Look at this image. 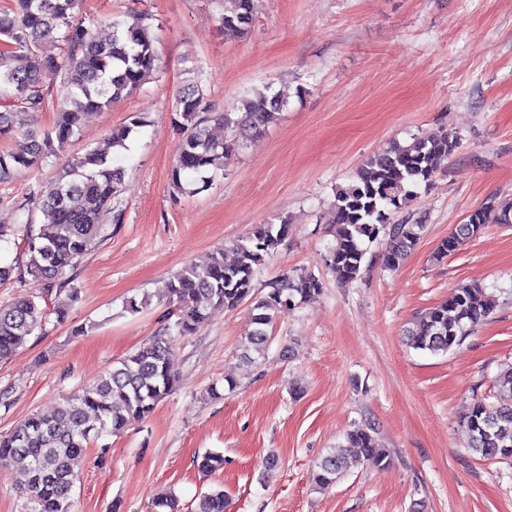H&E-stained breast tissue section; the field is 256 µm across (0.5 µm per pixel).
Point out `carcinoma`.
Wrapping results in <instances>:
<instances>
[{
	"label": "carcinoma",
	"instance_id": "carcinoma-1",
	"mask_svg": "<svg viewBox=\"0 0 512 512\" xmlns=\"http://www.w3.org/2000/svg\"><path fill=\"white\" fill-rule=\"evenodd\" d=\"M230 2L232 6L218 18L220 26L244 35L253 25L256 0ZM80 4L81 0H11L0 9V86L13 88L19 102L13 109L0 111V136L20 134L27 140L23 152L0 151V182L32 167L53 143L62 146L70 141L85 115L132 95L158 70L157 38L148 16L115 20L110 23V37L97 39L77 18ZM49 39L64 46L61 57L43 54L42 43ZM56 80L67 93L53 126L41 131L31 122L45 107L44 83ZM285 106L286 100L268 86L223 112H213L200 85L181 87L172 105L174 128L181 138L170 172L171 198L204 190L209 171L224 169V162L263 134ZM213 122L230 129L232 138H214ZM147 125L142 114H134L112 130L103 147L71 159L36 202L43 215L41 223H35L29 212L20 224H0V239L23 234L28 256L23 268L0 264V282L27 274L47 291L69 286L72 297H77L72 272L103 240L104 216L112 213L113 201L124 190L125 170L113 163L110 151L126 148L130 135ZM457 148V139L446 132L404 146L396 144L368 157L346 184L336 187L333 223L337 229L329 267L338 280L352 282L359 277L366 254L364 240L374 241L381 235L388 239L383 265L395 269L402 263L426 225L420 221L394 224L391 216L406 206L414 188L428 183L433 171ZM488 224H512V202L502 204L491 198L474 209L465 223L456 225L439 243L436 255H448L461 239L480 234ZM291 233L292 225L286 221L257 224L244 242L232 245V261L225 260L221 249L204 264L181 267L165 286L176 320L162 335L115 362L95 384L66 397L52 415L33 414L0 434V470L15 466L23 470L25 512H71L77 467L90 443L149 417L173 389L174 337L195 333L217 310L246 304L254 328L242 342L241 358L256 362L266 349L276 315L315 298L323 288L316 276L287 270L270 283L267 293H255L257 269ZM491 311L483 288L461 286L406 329L405 336L414 349L443 354L459 346ZM43 319L44 311L33 295L0 306V359L21 347ZM494 386V401L479 399L462 417L467 448L482 459L512 462V367L496 375ZM357 461L375 467L389 463V453L369 426L352 430L346 442L329 449L315 464L316 489L334 487ZM198 467L203 472L223 468V453H204ZM225 509L224 491L216 489L199 496L195 512Z\"/></svg>",
	"mask_w": 512,
	"mask_h": 512
}]
</instances>
